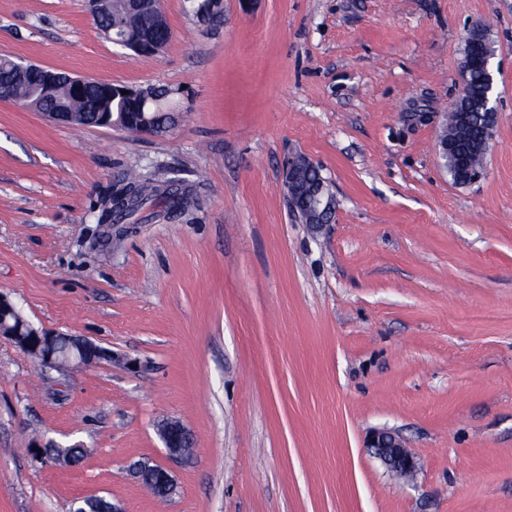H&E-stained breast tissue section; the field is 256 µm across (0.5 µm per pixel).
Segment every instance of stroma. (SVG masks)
<instances>
[{"mask_svg": "<svg viewBox=\"0 0 512 512\" xmlns=\"http://www.w3.org/2000/svg\"><path fill=\"white\" fill-rule=\"evenodd\" d=\"M142 59L86 0H0V55L175 91L158 137L75 129L0 102V292L37 328L140 361L42 369L0 337V512H512V0H163ZM493 42L498 117L482 178L436 152L465 38ZM307 157L336 212L285 197ZM130 168L180 171L170 215L99 223ZM187 430L169 458L161 420ZM398 434L393 479L367 448ZM83 444L75 465L42 449ZM168 468V501L129 474ZM437 150L441 159L444 155H448L447 161L444 160L448 173L453 182H455L458 185H462L465 177V172L461 167L458 158L455 155L456 151L453 147V144L448 145V141H442V139H440L437 144ZM368 448H372L374 454L397 475L411 477L415 473L417 462L396 434L385 430L374 431L369 438Z\"/></svg>", "mask_w": 512, "mask_h": 512, "instance_id": "35a3bbf8", "label": "stroma"}]
</instances>
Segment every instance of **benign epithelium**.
Listing matches in <instances>:
<instances>
[{
	"mask_svg": "<svg viewBox=\"0 0 512 512\" xmlns=\"http://www.w3.org/2000/svg\"><path fill=\"white\" fill-rule=\"evenodd\" d=\"M96 21L109 16L112 19L111 30L123 31L129 26L133 14L141 10H149L156 16L162 15L161 0H88ZM112 43L129 49L138 56H152L165 46V43H145L135 39L112 38ZM482 65L487 71H492L493 62L490 58L483 60L471 55L462 62V84L459 96H464L467 88L469 72L477 65ZM41 83L33 92L37 106L34 110L42 116L61 124H70L69 109L60 105L53 110L43 108L45 101L54 98V88L65 85L74 94L82 92L89 79L83 76H71L46 67H40ZM102 126L118 128L138 135H156V129L149 120H128L104 118ZM285 189L288 198H310L308 207L311 211L304 212V222L317 228L330 223L336 209V199L333 194L322 193V188L309 181L308 175L315 164L309 160L291 156L287 159ZM0 335L9 338L20 350L33 357L43 368H59L56 343L59 334L46 332L33 327L22 315L17 305L6 295L0 293ZM100 359L122 363L129 368L140 366L137 360L126 359L107 349L96 347L90 355H81L75 360L79 366H89ZM160 435L167 455L172 459H180L188 454L190 438L185 428L177 421H168L161 425ZM368 447L386 464L390 471L401 477H411L416 471L417 462L406 449L403 441L394 433L377 430L369 438ZM134 473L144 485L162 489L166 496L175 491L174 479L168 469L141 461L134 465Z\"/></svg>",
	"mask_w": 512,
	"mask_h": 512,
	"instance_id": "benign-epithelium-1",
	"label": "benign epithelium"
}]
</instances>
